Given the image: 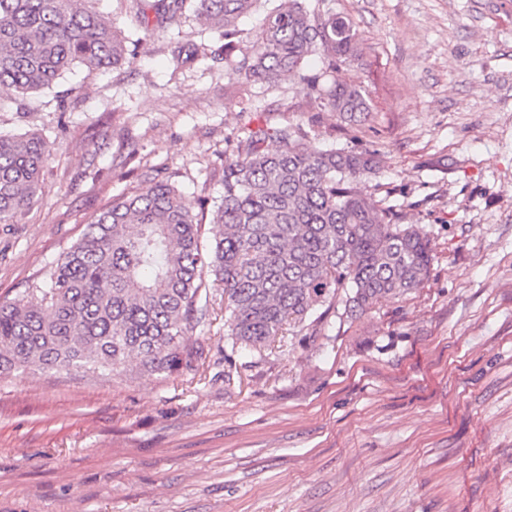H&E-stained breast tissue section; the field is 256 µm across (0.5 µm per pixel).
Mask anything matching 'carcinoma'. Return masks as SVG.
I'll use <instances>...</instances> for the list:
<instances>
[{"label":"carcinoma","instance_id":"cac0c4a2","mask_svg":"<svg viewBox=\"0 0 512 512\" xmlns=\"http://www.w3.org/2000/svg\"><path fill=\"white\" fill-rule=\"evenodd\" d=\"M257 0H131L168 28L192 11L224 33V74L250 84L300 74L319 55L315 98L341 115L368 111L340 73L357 56L350 25L333 13L280 0L254 35L239 19ZM129 55L111 23L82 0H0V89L16 99L51 89L73 66L101 69ZM218 59L197 46L184 57ZM57 144L35 132L0 135V224H16L39 198ZM372 153L325 149L291 125H258L224 161V191L186 199L152 180L105 207L46 274V287L0 302V369L120 374L135 354L151 373L206 372L193 332L224 312L232 348L260 350L343 305L353 318L380 299L420 287L429 241L359 188ZM215 228L204 247L205 222Z\"/></svg>","mask_w":512,"mask_h":512}]
</instances>
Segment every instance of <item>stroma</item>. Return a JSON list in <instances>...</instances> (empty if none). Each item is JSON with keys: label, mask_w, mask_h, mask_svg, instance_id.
Returning <instances> with one entry per match:
<instances>
[{"label": "stroma", "mask_w": 512, "mask_h": 512, "mask_svg": "<svg viewBox=\"0 0 512 512\" xmlns=\"http://www.w3.org/2000/svg\"><path fill=\"white\" fill-rule=\"evenodd\" d=\"M305 4L356 31L342 75L363 115L314 102L318 57L232 88L222 61H171L220 48L219 30L92 0L134 55L21 104L0 90L1 135L59 145L39 202L0 225V299L43 286L106 203L153 177L220 196L225 157L260 120L377 152L360 188L429 238L426 281L260 354L233 351L223 321L197 329L199 382L0 374V512H512V0Z\"/></svg>", "instance_id": "stroma-1"}]
</instances>
